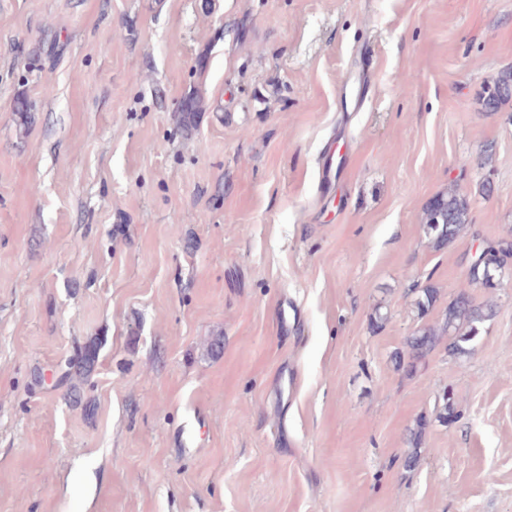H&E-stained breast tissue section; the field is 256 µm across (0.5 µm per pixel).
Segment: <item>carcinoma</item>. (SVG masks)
Returning a JSON list of instances; mask_svg holds the SVG:
<instances>
[{"mask_svg":"<svg viewBox=\"0 0 512 512\" xmlns=\"http://www.w3.org/2000/svg\"><path fill=\"white\" fill-rule=\"evenodd\" d=\"M483 110L497 112L501 106L512 100V69L497 74L489 82L481 95ZM469 223V202L465 195L450 188L435 195L425 206V233L434 247H442L453 242ZM512 257V242L500 240L489 243L488 262L475 268L468 276L472 285L484 283L489 277L500 276L508 259ZM439 292L433 287L418 290L414 305L419 314H426L434 306ZM495 314V304H478L466 290L459 291L448 302L441 318L433 325H425L411 336L407 342L408 351L399 357L398 366L408 372L416 368L417 362L431 352L443 339H448V352L457 357L470 353L472 344L479 336L480 327ZM99 357V344L91 340L78 348L68 361V376L87 380L92 374ZM459 416L453 394L444 398L439 422L450 424Z\"/></svg>","mask_w":512,"mask_h":512,"instance_id":"obj_1","label":"carcinoma"}]
</instances>
